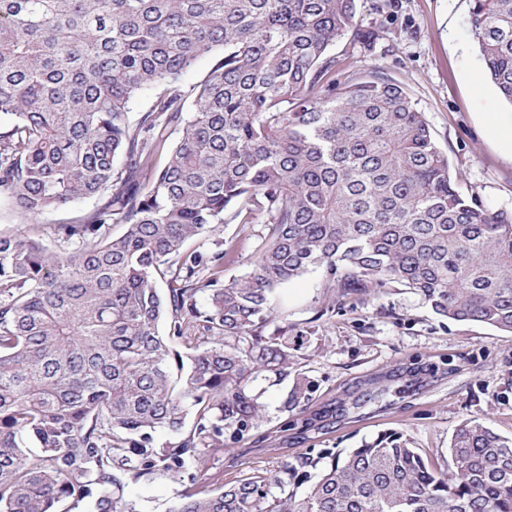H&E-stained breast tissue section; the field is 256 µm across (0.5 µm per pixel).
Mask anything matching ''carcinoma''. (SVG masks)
<instances>
[{"label": "carcinoma", "mask_w": 512, "mask_h": 512, "mask_svg": "<svg viewBox=\"0 0 512 512\" xmlns=\"http://www.w3.org/2000/svg\"><path fill=\"white\" fill-rule=\"evenodd\" d=\"M469 2L484 75L512 104V0ZM356 13L0 0V194L31 220L97 200L54 229L72 251L0 232V512H140L128 486L159 476L190 481L168 512H512V439L475 417L446 470L387 437L228 484L211 473L224 429L262 413L251 383L288 369L271 293L313 268L342 291L398 283L441 317L512 332V214L460 191L398 83L336 80V43L377 39ZM206 54L188 109L180 77ZM221 224L263 225L254 268L228 283L236 239L192 246ZM159 430L178 438L158 445Z\"/></svg>", "instance_id": "obj_1"}]
</instances>
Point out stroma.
Masks as SVG:
<instances>
[{
    "label": "stroma",
    "instance_id": "1",
    "mask_svg": "<svg viewBox=\"0 0 512 512\" xmlns=\"http://www.w3.org/2000/svg\"><path fill=\"white\" fill-rule=\"evenodd\" d=\"M469 0H357V18L374 29L373 48L340 41L351 76L383 74L400 84L423 112L437 147L460 178V190L489 208L512 213V156L489 132L490 121L512 124V105L483 77L484 63L469 32ZM87 199L27 220L0 196V232L36 230L51 249L66 251L53 235L92 211ZM223 225V238L239 237L224 261V278L251 271L259 225L240 236ZM273 304L288 327V373H265L254 388L262 416L243 432H224L219 464L229 482L253 470L275 471L296 457L328 450L346 453L396 435L438 468L449 464L454 429L478 417L512 438V333L437 315L419 295L398 284L376 292L330 296L323 269L276 287ZM419 359L436 363L431 374L412 375ZM305 382V404L288 395ZM314 417L310 430L294 420ZM182 483L165 477L130 485L129 499L144 512H166Z\"/></svg>",
    "mask_w": 512,
    "mask_h": 512
}]
</instances>
